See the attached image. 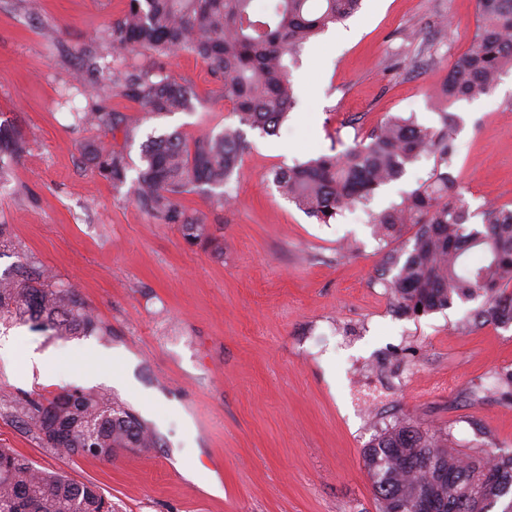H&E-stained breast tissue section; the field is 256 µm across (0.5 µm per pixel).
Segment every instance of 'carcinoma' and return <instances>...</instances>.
I'll return each instance as SVG.
<instances>
[{"instance_id":"obj_1","label":"carcinoma","mask_w":512,"mask_h":512,"mask_svg":"<svg viewBox=\"0 0 512 512\" xmlns=\"http://www.w3.org/2000/svg\"><path fill=\"white\" fill-rule=\"evenodd\" d=\"M361 0H127L121 17L81 54V70L95 73L141 111L160 115L190 109L193 88L162 70L125 60L132 51L158 58L191 53L221 81L238 125L191 142L179 134L148 139L136 167L137 204L160 224H180L188 243L207 242L204 224L190 217L182 198L203 187L223 188L239 173L247 149L245 129L272 135L294 106L291 68L305 48L331 25L342 23ZM478 20L469 49L454 62L434 98L453 103L491 93L512 70V0H477ZM112 56V69L100 60ZM78 121L112 128V113L92 106ZM456 116L444 113L443 127L423 126L392 115L342 156L322 154L274 172L279 193L320 224H330L358 205L367 206L383 187L398 180L423 154L436 157L430 177L401 201L368 212L384 242L379 279L394 307L418 315L444 310L457 301L482 299L470 327L512 324V208L494 207L483 222L469 223V208L450 168L455 155ZM84 149L99 174L123 186L131 170L127 155L103 144ZM21 134L0 131V191L9 164L26 153ZM483 255L472 262L469 255ZM28 319L55 336L105 335L107 326L68 284L22 263L0 277V314ZM42 447L68 457L112 459L116 448H151L154 435L129 409L79 389L27 402ZM379 512H397L415 497L431 512H492L512 493V454L482 457L463 453L445 435L410 422L382 430L364 451ZM0 512H112V503L91 483L63 471L38 469L10 448H0Z\"/></svg>"}]
</instances>
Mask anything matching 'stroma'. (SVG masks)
<instances>
[{"label": "stroma", "mask_w": 512, "mask_h": 512, "mask_svg": "<svg viewBox=\"0 0 512 512\" xmlns=\"http://www.w3.org/2000/svg\"><path fill=\"white\" fill-rule=\"evenodd\" d=\"M126 0H0V124L29 140L0 194V275L28 263L74 285L110 330L57 337L0 320L12 346L0 357V448L40 469L94 483L115 512H378L363 451L402 420L448 433L454 448L512 453V324L465 327L478 301L413 316L398 311L377 276L381 242L369 212L400 202L427 180L421 156L369 207L317 223L282 198L274 170L320 154H344L389 115L442 125L431 94L470 46L476 0H362L349 20L308 44L292 70L297 103L276 135L246 133L240 174L223 195L183 204L220 250L186 242L113 188L80 144L102 140L139 165L151 136L187 140L237 118L206 65L180 53L159 64L191 83L194 108L141 118L110 94L69 95L79 54ZM100 105L117 131L78 125L73 112ZM457 189L481 222L512 206V72L495 90L450 107ZM140 120L133 142L121 128ZM131 363L135 390L87 378L75 348ZM48 353L44 377H26L29 349ZM401 376L384 405L369 408V370ZM335 381H328V374ZM93 390L129 408L154 447L116 450L111 461L42 447L31 398ZM192 466L195 480L180 470Z\"/></svg>", "instance_id": "stroma-1"}]
</instances>
